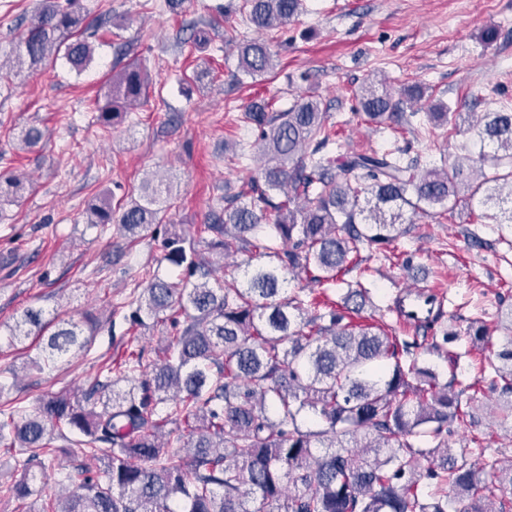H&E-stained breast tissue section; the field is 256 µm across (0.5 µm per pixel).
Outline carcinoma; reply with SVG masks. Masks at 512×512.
Masks as SVG:
<instances>
[{
	"mask_svg": "<svg viewBox=\"0 0 512 512\" xmlns=\"http://www.w3.org/2000/svg\"><path fill=\"white\" fill-rule=\"evenodd\" d=\"M241 10L269 31L298 17L303 0H244ZM89 26L76 0H42L15 46L18 64L34 69L61 55L87 66L90 42L65 39ZM236 53L239 71L252 78L273 67L264 41L241 42ZM152 81L141 62H126L112 75L98 122L121 124ZM356 97L368 121L404 127L417 116L404 106L425 91L414 85L397 97L373 80ZM270 107L255 102L243 113L258 131L264 165L224 200V216L197 230L226 257L255 253L268 262H245L241 285L233 272L216 277L195 240L164 239L165 259L184 273H153L132 301L131 326L168 322L176 330L150 368L140 347L102 367L78 395H49L31 412L0 408V443L15 450L20 469L0 494L28 502L23 512H512V455L477 465L448 440L451 425L473 423L462 401L468 388L488 392L493 417L512 421V309L497 343L483 321H470L466 334L486 355L480 377L462 389L459 355H448L441 381L421 364L417 341L384 320L360 322L375 307L361 282L338 287L361 251L398 239L406 209L450 212L463 201L480 210L481 224H512V112L468 124L463 113L430 105L435 122L467 124L469 141L451 163L422 167L408 147L338 152L335 125L313 96L285 111ZM42 138L34 125L17 136L27 148ZM22 189L16 175L0 180V202ZM168 192L156 174L119 216L103 197L87 221L117 223L138 238L163 223ZM302 272L326 287L322 299L288 290ZM49 327L42 311L27 309L10 329L13 341L47 339L45 356L24 364L29 372L73 347L90 350L78 324ZM70 434L97 471L57 460L54 443Z\"/></svg>",
	"mask_w": 512,
	"mask_h": 512,
	"instance_id": "cac0c4a2",
	"label": "carcinoma"
}]
</instances>
